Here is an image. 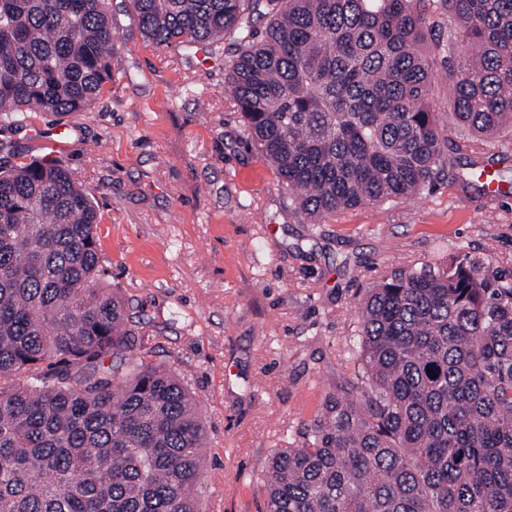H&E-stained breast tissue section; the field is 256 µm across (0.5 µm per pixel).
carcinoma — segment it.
<instances>
[{
    "label": "carcinoma",
    "mask_w": 512,
    "mask_h": 512,
    "mask_svg": "<svg viewBox=\"0 0 512 512\" xmlns=\"http://www.w3.org/2000/svg\"><path fill=\"white\" fill-rule=\"evenodd\" d=\"M111 0H0V154L29 112H86L112 83ZM448 126L512 133V0H442ZM430 0H128L158 49L220 48L248 136L319 221L415 197L448 138L423 51ZM98 212L56 159L0 162V512H202L206 431L171 368L130 356ZM357 395L275 452L266 512H512V273L461 253L358 308ZM112 357L113 363L105 365Z\"/></svg>",
    "instance_id": "cac0c4a2"
}]
</instances>
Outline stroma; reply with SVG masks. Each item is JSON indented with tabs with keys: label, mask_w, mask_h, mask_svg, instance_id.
<instances>
[{
	"label": "stroma",
	"mask_w": 512,
	"mask_h": 512,
	"mask_svg": "<svg viewBox=\"0 0 512 512\" xmlns=\"http://www.w3.org/2000/svg\"><path fill=\"white\" fill-rule=\"evenodd\" d=\"M115 75L94 107L29 113L24 158L57 159L94 202L103 278L140 311L154 363L176 370L206 425L205 512H263L271 455L304 445L325 400L355 382L356 308L392 273L459 251L512 269V150L449 130L436 183L320 224L224 99L222 52L155 49L112 0ZM443 73L454 21L429 8ZM490 179H476L479 170Z\"/></svg>",
	"instance_id": "stroma-1"
}]
</instances>
